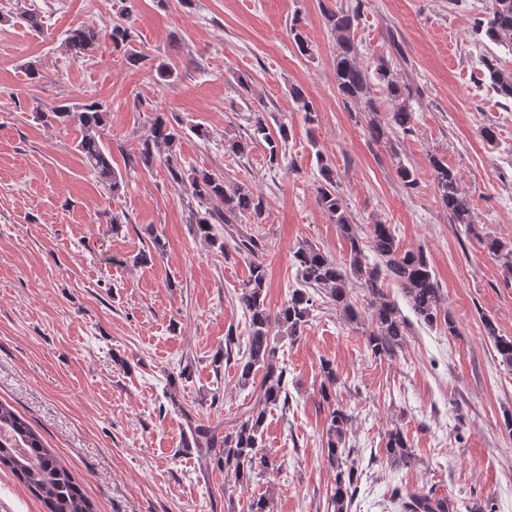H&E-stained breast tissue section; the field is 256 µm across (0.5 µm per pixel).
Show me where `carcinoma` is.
I'll return each instance as SVG.
<instances>
[{
	"mask_svg": "<svg viewBox=\"0 0 512 512\" xmlns=\"http://www.w3.org/2000/svg\"><path fill=\"white\" fill-rule=\"evenodd\" d=\"M359 6L347 9H323L325 24L336 40L334 74L339 95L363 105L364 111H378L372 96V85H378L390 104L384 121L373 120L368 125L371 143L381 144L391 136L410 133L415 119L419 92L406 82L397 68L385 57L377 58L368 70L358 62L359 48L352 36ZM486 37L497 44L512 48V0H492L489 15L477 21ZM110 38L114 47L126 45L132 38L124 23L112 24ZM100 32L93 26L70 30L62 42L66 54L75 58L91 55L97 48ZM485 79L502 99L512 101V71L499 67L494 59L484 60ZM299 111L312 119V104L299 87L289 90ZM38 119L46 126L62 125L76 134L75 150L87 169L97 178L107 194L115 197L125 189L131 178L141 170H151L156 163L164 165L168 178L182 190L181 200L190 214L196 235L207 245L226 256L235 254L249 263V276L241 287L239 302L248 314L249 331L241 356L240 381L251 386L253 402L234 418L230 430L219 433L213 428L187 417V424L196 445L213 459L226 476L237 483L248 481L255 472L281 468L277 461L262 449L266 409L288 403L286 369L279 365L278 333L295 341L303 335L316 304L309 290H323L336 309L352 323L362 321L363 314L353 302L348 284L357 281L365 291L366 309L370 323L364 330L365 344L376 357L393 359L403 346L407 321L398 304L387 297L385 281H396L405 293L417 321L432 326L443 321L448 333H458L456 322L442 309L443 295L431 262L422 250H402L392 225L376 221L361 226L342 203L336 190V169L316 154L318 161V205L336 224L347 244V259L339 263L315 245L307 242L292 253V265L299 287L276 315L266 305L267 267L263 261L266 251L264 238L253 230L263 223L265 204L250 187L224 178L204 168L186 164L178 145L186 132L206 136L198 125H188L176 115L156 111L149 120V133L140 140L134 154L124 162L120 171L112 165V148L103 140L108 109L96 101L66 103L37 110ZM251 132L248 137L224 141V150L234 155L248 154L252 147L265 148L268 163L278 168L284 163L286 146L291 137L288 123L277 125L271 133L265 113L257 108L250 111ZM436 194L442 207L448 210L451 222L470 234L474 229V214L457 173L442 160L430 159ZM224 225V236L215 232V225ZM480 243L488 254L500 263L503 273L512 277V248L498 237L486 234ZM149 251L137 260L146 262L153 255L165 252L163 235L150 232ZM487 338L502 365L512 370V336H502L495 323L483 321ZM320 392L327 403L326 460L336 470L335 488L329 504L332 512H350L356 494L357 468L351 460V450L345 448V435L351 415L336 398L337 375L333 365H321ZM383 452L386 461L394 466L408 467L414 454L403 432L391 429L386 434ZM0 466L8 468L40 499L46 512H94V504L86 496L70 471L44 445L40 436L9 407L0 403ZM391 498L402 502L405 512H453L454 506L446 497L429 490L423 493L402 494L401 488L391 491Z\"/></svg>",
	"mask_w": 512,
	"mask_h": 512,
	"instance_id": "carcinoma-1",
	"label": "carcinoma"
}]
</instances>
